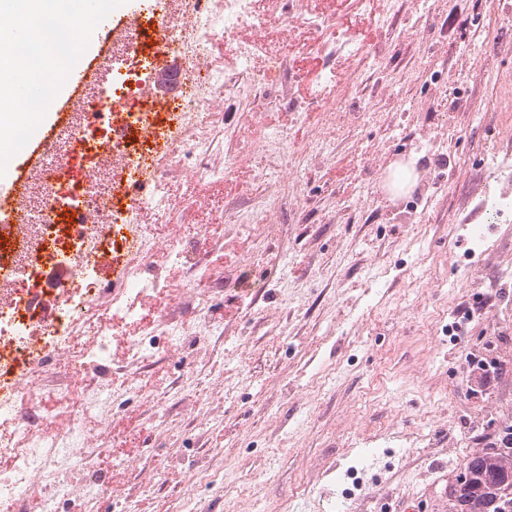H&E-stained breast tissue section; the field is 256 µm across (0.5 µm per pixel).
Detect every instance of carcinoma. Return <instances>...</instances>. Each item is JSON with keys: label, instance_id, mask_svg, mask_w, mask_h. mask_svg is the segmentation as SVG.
Here are the masks:
<instances>
[{"label": "carcinoma", "instance_id": "carcinoma-1", "mask_svg": "<svg viewBox=\"0 0 512 512\" xmlns=\"http://www.w3.org/2000/svg\"><path fill=\"white\" fill-rule=\"evenodd\" d=\"M460 476L448 496V512H512V493L501 486H512V447L490 452L477 448L465 457Z\"/></svg>", "mask_w": 512, "mask_h": 512}]
</instances>
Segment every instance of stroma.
I'll list each match as a JSON object with an SVG mask.
<instances>
[{"instance_id": "stroma-1", "label": "stroma", "mask_w": 512, "mask_h": 512, "mask_svg": "<svg viewBox=\"0 0 512 512\" xmlns=\"http://www.w3.org/2000/svg\"><path fill=\"white\" fill-rule=\"evenodd\" d=\"M340 26L371 29L382 49L383 95L363 104L351 82L327 88L364 116L335 131L323 102L288 119L294 147L330 138L326 160L289 179L274 248L207 227L213 278L286 277L247 307L234 289L208 292L220 336L164 351L144 369L163 373L152 395H127L113 422L132 421L126 457L137 470L104 469L118 492L94 512L131 498L138 512H305L347 497L355 512H442L464 457L512 422V221L483 223L475 182H512V157L487 152L496 87L477 64L485 39L512 44V13L499 0H389L394 20L372 29L377 0H332ZM465 111L436 127L440 103ZM416 159L435 176L431 195L397 199L381 187L390 163ZM342 170L345 181L333 178ZM415 216L396 223L406 204ZM484 316L448 334L461 309ZM496 358L499 381L480 387L471 359ZM193 379L190 394L177 386ZM169 424L158 465V418ZM203 458L208 477L189 463Z\"/></svg>"}]
</instances>
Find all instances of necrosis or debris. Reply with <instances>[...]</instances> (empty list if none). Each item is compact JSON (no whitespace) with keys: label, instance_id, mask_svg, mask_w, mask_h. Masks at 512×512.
Listing matches in <instances>:
<instances>
[{"label":"necrosis or debris","instance_id":"1","mask_svg":"<svg viewBox=\"0 0 512 512\" xmlns=\"http://www.w3.org/2000/svg\"><path fill=\"white\" fill-rule=\"evenodd\" d=\"M276 6L285 23H301L328 48L364 53L329 16L308 13L304 0ZM266 23L264 0H163L118 22L103 38L104 62L122 66L111 93L95 83L85 89L81 107L48 136L19 198L5 203L12 228L0 233V512H22L36 492L43 512H59L76 496L89 510L104 494L92 441L123 399L112 379L151 362L157 349L151 337H132L123 366L114 367L112 330L135 318L139 300L168 292L165 267L208 275L202 227L191 218L196 204L174 198V180H223L252 151L257 191L222 204L219 216L270 239L288 170L287 132L269 127L257 143L239 137L227 146L212 129L216 108L238 97L256 114L285 108L301 116L291 42L267 48L262 69L252 65ZM220 41L236 44L232 66L212 60ZM169 65L177 68L175 96L151 79ZM473 196L489 223L512 216V187L485 181ZM76 211L83 223H69ZM107 255L114 266L105 278ZM53 269L63 277L50 280ZM187 294L198 326L160 313L167 344L217 331L205 298L192 288Z\"/></svg>","mask_w":512,"mask_h":512}]
</instances>
